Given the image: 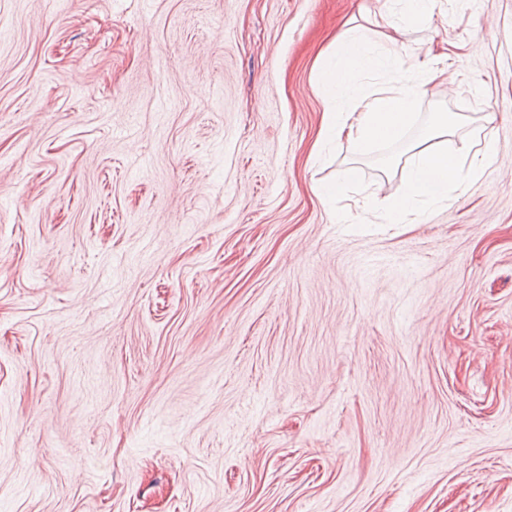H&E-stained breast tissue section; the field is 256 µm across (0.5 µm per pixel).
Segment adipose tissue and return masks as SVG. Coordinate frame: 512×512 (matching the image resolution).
<instances>
[{
    "mask_svg": "<svg viewBox=\"0 0 512 512\" xmlns=\"http://www.w3.org/2000/svg\"><path fill=\"white\" fill-rule=\"evenodd\" d=\"M397 58L377 46L366 30L351 28L336 40L329 57L317 67L316 77L324 96L334 103L325 113L316 152L348 139L359 147L378 142L398 141L403 131L416 120L417 92L409 88L395 94H359L358 81L374 71H394ZM452 133L447 115H439L423 138L407 148L406 189L391 199L386 208L389 223L402 224L417 211L446 202L450 192L478 178L497 147L484 138L474 153L451 152L443 142Z\"/></svg>",
    "mask_w": 512,
    "mask_h": 512,
    "instance_id": "1",
    "label": "adipose tissue"
}]
</instances>
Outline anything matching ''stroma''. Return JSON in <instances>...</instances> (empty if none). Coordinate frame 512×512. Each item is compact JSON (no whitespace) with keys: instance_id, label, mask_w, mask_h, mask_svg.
<instances>
[{"instance_id":"obj_1","label":"stroma","mask_w":512,"mask_h":512,"mask_svg":"<svg viewBox=\"0 0 512 512\" xmlns=\"http://www.w3.org/2000/svg\"><path fill=\"white\" fill-rule=\"evenodd\" d=\"M398 11L0 0V512H512V0ZM355 25L417 121L318 160ZM438 112L497 154L386 223ZM359 176V169L355 166H348L344 168L340 173V178L336 182H329L323 184L319 193L320 196L328 202L336 200L341 188L344 184L354 182Z\"/></svg>"}]
</instances>
